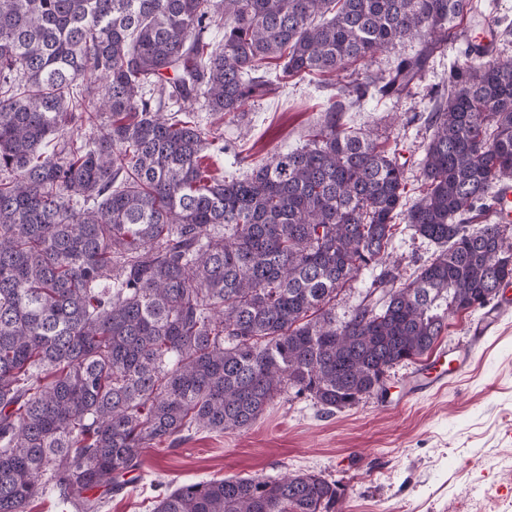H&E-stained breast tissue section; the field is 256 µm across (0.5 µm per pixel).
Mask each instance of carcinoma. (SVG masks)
<instances>
[{"mask_svg": "<svg viewBox=\"0 0 512 512\" xmlns=\"http://www.w3.org/2000/svg\"><path fill=\"white\" fill-rule=\"evenodd\" d=\"M472 0H0V512L47 491L101 512L153 442L247 429L288 389L333 411L432 351L451 316L512 280V60L469 58L429 99L420 193L345 101L401 98L458 40ZM223 30L220 39L212 36ZM352 71L312 138L241 177L186 106L237 117L274 86ZM402 219L436 246L374 277ZM302 472L177 486L152 512H331ZM417 49V44L406 42L404 44H398L395 48H392L383 53H379L372 60V63H369L368 69L366 67L362 68L360 66L359 73H363L364 71L376 72L378 70H386L392 67L399 56L411 55ZM491 217L494 224H502L505 236L512 241V181L500 183L495 192ZM380 266L374 270L363 271L355 280L351 281L336 299V320H344L361 301L366 288L369 287L374 275L380 272Z\"/></svg>", "mask_w": 512, "mask_h": 512, "instance_id": "carcinoma-1", "label": "carcinoma"}]
</instances>
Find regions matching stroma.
I'll use <instances>...</instances> for the list:
<instances>
[{
  "mask_svg": "<svg viewBox=\"0 0 512 512\" xmlns=\"http://www.w3.org/2000/svg\"><path fill=\"white\" fill-rule=\"evenodd\" d=\"M463 60L459 45L429 63L414 96L367 99L343 114L346 125L371 128L405 163L409 188L418 185V162L427 142L424 117L432 86L446 81ZM342 85L340 77H305L249 101L230 119L199 112L202 128L219 135L209 154L211 171L242 173L238 157L258 163L277 150L302 146L319 126ZM434 245L398 229L392 259L401 278L430 260ZM496 324L474 339L486 311L454 316L436 343L468 347L472 360L450 374L441 390L407 394L416 368L390 369L387 397L328 411L311 397L288 390L249 428L200 431L145 451L135 487L113 491L103 512H151L161 489L211 478L281 477L312 471L336 483L332 512H507L512 507V305L495 298Z\"/></svg>",
  "mask_w": 512,
  "mask_h": 512,
  "instance_id": "stroma-1",
  "label": "stroma"
}]
</instances>
